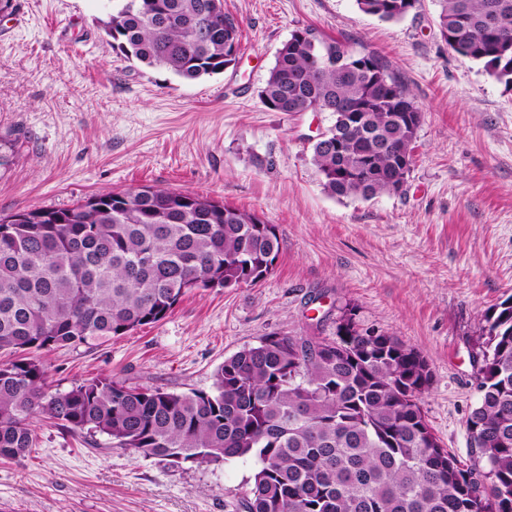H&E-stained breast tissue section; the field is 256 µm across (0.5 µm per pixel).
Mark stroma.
<instances>
[{
  "label": "stroma",
  "mask_w": 512,
  "mask_h": 512,
  "mask_svg": "<svg viewBox=\"0 0 512 512\" xmlns=\"http://www.w3.org/2000/svg\"><path fill=\"white\" fill-rule=\"evenodd\" d=\"M240 22L239 60L183 80L126 60L98 26L102 0H13L0 19V215L58 209L153 186L207 196L275 224L281 250L254 287L185 295L159 323L99 345L39 351L54 389L96 378L211 391L225 358L271 333L398 337L432 373L422 408L442 445L475 461L485 316L512 296V87L448 48L435 0L397 22L355 0H223ZM312 28L378 54L422 113L403 193L370 201L324 192L311 144L327 112L284 118L258 92L291 33ZM36 446L0 461V512H230L256 465L170 467L99 449L34 419Z\"/></svg>",
  "instance_id": "stroma-1"
}]
</instances>
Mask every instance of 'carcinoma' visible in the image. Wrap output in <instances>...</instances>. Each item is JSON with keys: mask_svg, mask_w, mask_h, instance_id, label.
<instances>
[{"mask_svg": "<svg viewBox=\"0 0 512 512\" xmlns=\"http://www.w3.org/2000/svg\"><path fill=\"white\" fill-rule=\"evenodd\" d=\"M107 2L99 23L128 60L185 80L236 65L239 22L223 0ZM405 2L356 0L386 22L408 14ZM437 2L440 35H460L461 56L511 87L512 0ZM491 13L501 30L487 29ZM353 57L298 28L259 98L286 116L338 103L362 114L348 125L332 112L311 162L328 195L369 201L405 186L421 112L379 56L364 67ZM280 247L276 226L254 213L152 187L0 215V458L26 456L33 419L45 415L172 466L255 460L233 512H512V297L481 329L480 399L466 421L477 433L472 467L425 418L424 357L395 336H366L349 309L334 339L272 333L224 359L212 392L112 378L51 390L34 352L156 324L194 290L254 286Z\"/></svg>", "mask_w": 512, "mask_h": 512, "instance_id": "obj_1", "label": "carcinoma"}]
</instances>
